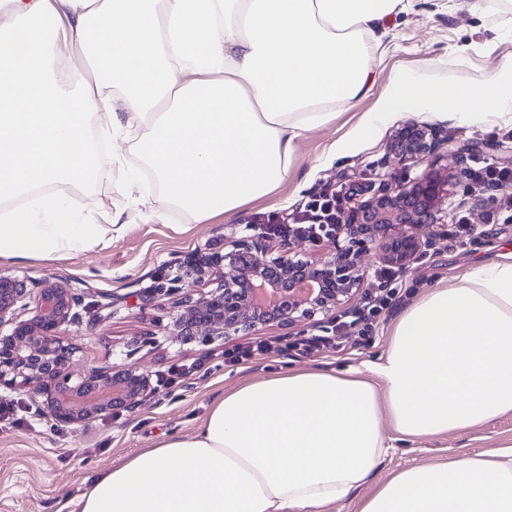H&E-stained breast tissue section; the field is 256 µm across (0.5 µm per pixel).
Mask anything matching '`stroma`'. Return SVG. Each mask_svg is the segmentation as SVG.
Instances as JSON below:
<instances>
[{
	"label": "stroma",
	"mask_w": 512,
	"mask_h": 512,
	"mask_svg": "<svg viewBox=\"0 0 512 512\" xmlns=\"http://www.w3.org/2000/svg\"><path fill=\"white\" fill-rule=\"evenodd\" d=\"M468 2L410 0L407 11L392 16L374 54L378 82L396 73L427 68L451 74L461 83L490 79L497 64L512 59V0H484L479 13L469 12ZM374 103L369 97L339 107L333 121L306 132L298 142L295 171L288 184L228 219L216 217L199 224L178 216L165 222L147 219L118 191L117 173L107 169L89 184L64 187L80 223H106L111 204L119 203L126 209L127 228L113 235L107 246L53 262L1 258L0 273L60 281L76 289L82 299V320L66 329L69 342L77 349L75 369L119 363L154 375L181 366L189 372L145 398L133 411L78 428L52 425L37 413L28 395L0 390V401L17 404L10 418L0 419V512H60L65 502L86 490L97 472L170 436L190 434L212 402L242 381L288 368L339 370L375 359L385 349L393 322L425 289L463 275L474 262L497 261L512 246V216L497 206L500 192L475 189L459 173L461 167L471 168L479 161L499 167L512 158V125L465 124L451 113H407L364 140L355 152L332 154V145ZM408 122L441 128L454 143H473L479 150L463 165L452 156L414 159L401 165L384 163L393 130ZM435 170L457 177L448 200L449 223L468 217L479 225L480 239L466 245L454 237L439 239L434 252L416 268L394 275L391 301L348 329L339 348L305 356L297 349L298 336L270 327L257 337L275 339L276 350L232 364L224 361L223 350L248 344V337L202 345L184 344L170 336V318L181 298L210 291L218 283L214 277L202 282L180 277L179 264L185 255L223 249L225 242L251 234L255 221L281 222L323 193H345L363 181L377 182L389 176L412 179ZM161 286L170 287V294L154 298L155 288ZM107 297L113 300L112 316L101 325L96 321V308ZM196 361L201 364L197 370L192 367ZM507 445H512V416L434 440H398L373 478L379 481L404 468Z\"/></svg>",
	"instance_id": "1"
}]
</instances>
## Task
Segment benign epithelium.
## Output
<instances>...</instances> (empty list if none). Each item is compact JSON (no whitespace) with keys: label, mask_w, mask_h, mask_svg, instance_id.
<instances>
[{"label":"benign epithelium","mask_w":512,"mask_h":512,"mask_svg":"<svg viewBox=\"0 0 512 512\" xmlns=\"http://www.w3.org/2000/svg\"><path fill=\"white\" fill-rule=\"evenodd\" d=\"M476 151L458 146L428 126L409 122L396 129L387 161L452 154L463 162ZM448 174L427 173L412 181L370 184L342 208L333 236L335 251L320 261L296 257L284 242L272 252L258 236H242L227 252L185 258V273L200 281L217 272L220 285L186 296L171 317V335L181 342L209 344L264 328L318 327L357 296L367 277L363 257L378 249L380 263L406 272L436 247L420 236L421 224H436L444 236L457 225L439 221L448 201ZM34 304L33 315L20 311ZM80 298L59 282L27 283L0 274V389L33 394L47 417L70 426L128 411L154 390L148 373L112 364L73 370L76 348L63 330L79 322Z\"/></svg>","instance_id":"1"}]
</instances>
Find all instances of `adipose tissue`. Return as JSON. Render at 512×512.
Wrapping results in <instances>:
<instances>
[{
	"label": "adipose tissue",
	"instance_id": "1",
	"mask_svg": "<svg viewBox=\"0 0 512 512\" xmlns=\"http://www.w3.org/2000/svg\"><path fill=\"white\" fill-rule=\"evenodd\" d=\"M404 0H0V258L46 262L120 232L80 224L62 185L90 183L130 141L162 187L144 214L233 216L292 175L297 142L367 97L374 47ZM91 67L79 76L76 60ZM512 123V62L461 85L389 78L335 153L397 114ZM512 415V254L427 289L383 354L286 370L214 401L192 434L100 471L67 512H330L367 483L388 435L421 440ZM358 512H512V448L396 471Z\"/></svg>",
	"mask_w": 512,
	"mask_h": 512
}]
</instances>
